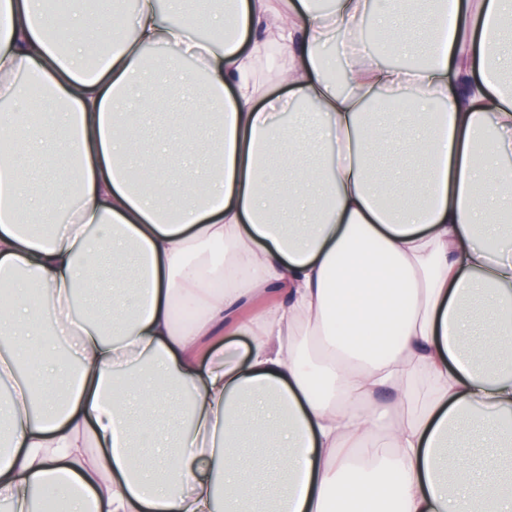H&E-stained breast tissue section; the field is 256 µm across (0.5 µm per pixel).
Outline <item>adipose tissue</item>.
Masks as SVG:
<instances>
[{"label":"adipose tissue","mask_w":512,"mask_h":512,"mask_svg":"<svg viewBox=\"0 0 512 512\" xmlns=\"http://www.w3.org/2000/svg\"><path fill=\"white\" fill-rule=\"evenodd\" d=\"M85 13L61 46L38 0H0V502L354 512L386 486L385 512H512V0H234L217 43L138 0L92 63ZM272 39L281 94L253 79ZM168 77L201 95L209 179L157 194L150 155L129 177L146 132L125 97L155 109ZM415 143L426 170L380 179ZM219 247L241 286H207ZM47 327L69 356L30 363Z\"/></svg>","instance_id":"1"}]
</instances>
